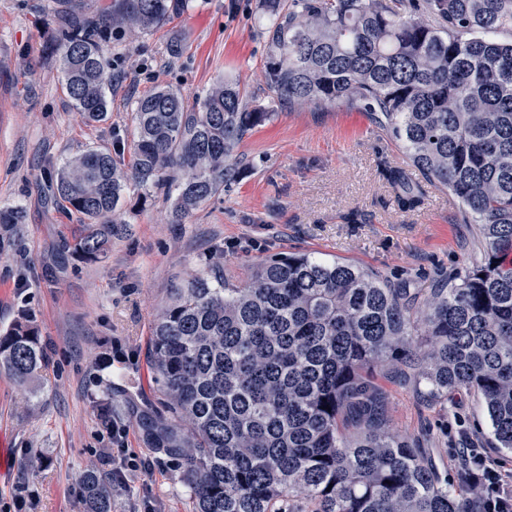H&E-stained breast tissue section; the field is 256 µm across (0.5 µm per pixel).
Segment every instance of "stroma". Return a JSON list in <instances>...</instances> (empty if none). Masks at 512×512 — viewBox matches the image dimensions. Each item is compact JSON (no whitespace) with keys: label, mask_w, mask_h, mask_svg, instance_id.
<instances>
[{"label":"stroma","mask_w":512,"mask_h":512,"mask_svg":"<svg viewBox=\"0 0 512 512\" xmlns=\"http://www.w3.org/2000/svg\"><path fill=\"white\" fill-rule=\"evenodd\" d=\"M51 0H0V208L18 207L23 223L0 234V334L29 319L46 354L28 384L0 372V433L11 442L0 476V512H81L86 470L119 471L112 512H194L173 461L151 448L139 419L159 393L147 359L155 315L173 288L222 261L238 282L277 253H308L361 266L395 284L408 278L430 293L447 286L479 251L475 224L456 221L457 198L422 184V204L395 203L385 167L408 168L395 140L366 115L345 109L282 110L240 143L238 182L184 224L167 221L169 201L130 188L118 206L128 224L107 254L59 261L76 216L53 205L48 180L87 147L129 159L131 105L158 86L186 94L226 77L264 98L266 38L258 0H192L156 28L128 35L111 26L103 52L114 77L104 121L75 112L60 82L57 56L44 50L63 17ZM388 423L465 482L456 448H497L483 404L465 390L428 396L415 381L384 377ZM112 409L104 422L99 406Z\"/></svg>","instance_id":"obj_1"}]
</instances>
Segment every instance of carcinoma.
<instances>
[{
	"label": "carcinoma",
	"instance_id": "1",
	"mask_svg": "<svg viewBox=\"0 0 512 512\" xmlns=\"http://www.w3.org/2000/svg\"><path fill=\"white\" fill-rule=\"evenodd\" d=\"M268 103L252 105L236 79L194 96L158 88L133 103L128 170L108 150L64 161L53 203L80 233L63 250L103 257L127 227L125 190L173 198L183 224L234 185L242 139L283 107L362 112L402 147L416 176L398 207L422 203L420 182L460 203L478 224L480 258L437 288H393L362 267L306 253L259 262L238 286L214 271L172 292L151 326L147 358L167 415H142L152 448L173 461L195 512H473L479 492L388 428L384 364L434 398L477 392L499 447L512 449V0H259ZM190 0H121L99 28L57 29L61 79L74 109L107 115L112 74L101 42L113 21L144 32ZM32 328L0 336V369L25 382L45 367ZM185 422V434L177 423ZM110 478L81 481L82 512H112Z\"/></svg>",
	"mask_w": 512,
	"mask_h": 512
}]
</instances>
